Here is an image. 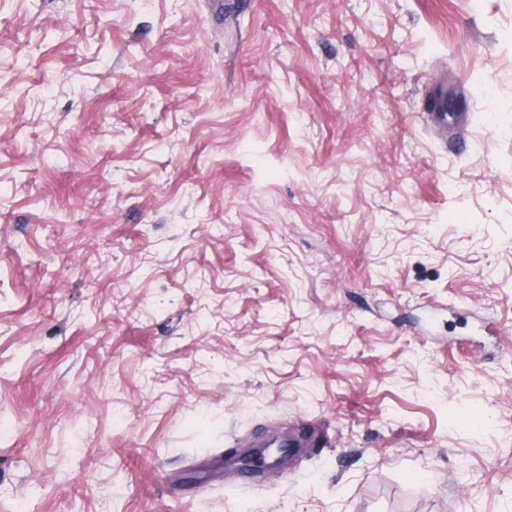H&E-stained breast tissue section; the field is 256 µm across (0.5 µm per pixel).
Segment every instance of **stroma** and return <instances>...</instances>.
<instances>
[{
  "label": "stroma",
  "instance_id": "obj_1",
  "mask_svg": "<svg viewBox=\"0 0 512 512\" xmlns=\"http://www.w3.org/2000/svg\"><path fill=\"white\" fill-rule=\"evenodd\" d=\"M0 512H512V0H0Z\"/></svg>",
  "mask_w": 512,
  "mask_h": 512
}]
</instances>
